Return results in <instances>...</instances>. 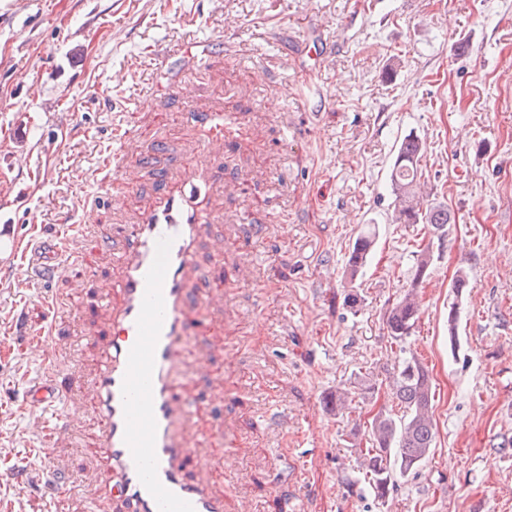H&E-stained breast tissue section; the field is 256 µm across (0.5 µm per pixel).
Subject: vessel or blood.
<instances>
[{
    "instance_id": "1",
    "label": "vessel or blood",
    "mask_w": 512,
    "mask_h": 512,
    "mask_svg": "<svg viewBox=\"0 0 512 512\" xmlns=\"http://www.w3.org/2000/svg\"><path fill=\"white\" fill-rule=\"evenodd\" d=\"M207 188L194 178L169 192L139 223L118 225L112 252L122 275V296L111 308L99 348L91 394L97 405L96 467L116 503L115 512H224L208 485L189 479L195 442L189 431L191 401L181 394L182 352L194 334L184 319L199 296L190 280L202 279L196 245L211 217L198 199ZM65 246L47 244L38 260H22L15 273L33 282L58 273ZM70 399L49 372L27 389L26 403L42 429L61 427Z\"/></svg>"
}]
</instances>
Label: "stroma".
<instances>
[{
	"label": "stroma",
	"mask_w": 512,
	"mask_h": 512,
	"mask_svg": "<svg viewBox=\"0 0 512 512\" xmlns=\"http://www.w3.org/2000/svg\"><path fill=\"white\" fill-rule=\"evenodd\" d=\"M305 41L326 48L323 61L297 57ZM192 46L206 49L195 70ZM115 71L126 82L111 83ZM212 112L224 115L218 154L200 123ZM409 134L425 144L429 204L455 222L406 344L433 381L436 447L381 501L350 486L369 420L396 406L385 313L432 238L391 221ZM133 165L170 176L103 190ZM196 165L219 217L198 261L222 310L206 312L181 387L209 398L190 430L224 512H512V453L499 450L512 439V0H0V512H45L65 489L81 512L99 481L84 384L109 320L95 298L120 275L105 241ZM367 224L378 238L352 314L345 261ZM72 225L81 250L54 279L14 281L16 258ZM243 265L251 280H238ZM460 269L471 286L453 349ZM54 299L65 306L50 324ZM48 358L72 403L66 427L36 435L23 400ZM367 378L381 386L351 413L323 408V393ZM466 288H470V279L468 273L460 269L453 279L451 285L452 299L448 304V342L453 349L457 346V305L465 294Z\"/></svg>",
	"instance_id": "35a3bbf8"
}]
</instances>
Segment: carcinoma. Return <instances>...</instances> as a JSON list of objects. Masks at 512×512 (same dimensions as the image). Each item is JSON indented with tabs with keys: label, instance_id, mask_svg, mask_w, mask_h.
<instances>
[{
	"label": "carcinoma",
	"instance_id": "1",
	"mask_svg": "<svg viewBox=\"0 0 512 512\" xmlns=\"http://www.w3.org/2000/svg\"><path fill=\"white\" fill-rule=\"evenodd\" d=\"M419 140L407 136L399 144L391 174L396 224H428L437 238L448 231L454 218L444 206L424 204L418 192ZM376 244L375 229L369 227L352 243L346 260L350 280L366 265ZM433 260L432 251L422 250L416 259L413 281L386 315L387 335L396 343L411 336L420 317L418 288ZM470 287L468 273L457 271L452 285V299L448 304V342L457 346V305L466 288ZM392 398L399 412L381 411L370 422L371 447L359 449L361 466L374 496L386 497L394 487L396 477L415 474L425 464L434 448L435 433L431 409L434 394L428 368L414 357L397 356L389 381ZM355 392L347 386L336 388L323 399L325 407L336 413L349 409Z\"/></svg>",
	"mask_w": 512,
	"mask_h": 512
}]
</instances>
